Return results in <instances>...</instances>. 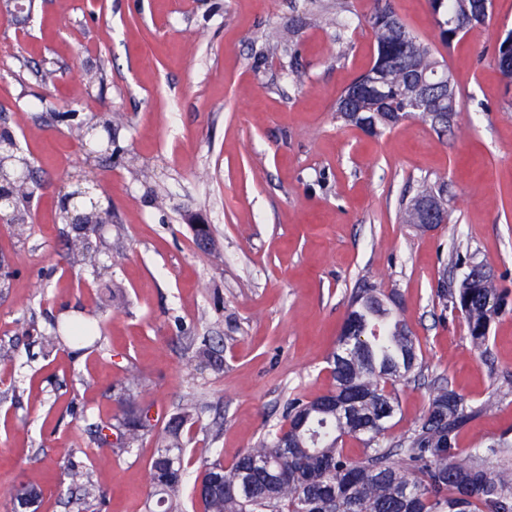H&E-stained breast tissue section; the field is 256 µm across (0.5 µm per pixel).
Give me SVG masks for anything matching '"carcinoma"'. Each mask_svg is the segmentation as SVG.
Instances as JSON below:
<instances>
[{
  "label": "carcinoma",
  "mask_w": 512,
  "mask_h": 512,
  "mask_svg": "<svg viewBox=\"0 0 512 512\" xmlns=\"http://www.w3.org/2000/svg\"><path fill=\"white\" fill-rule=\"evenodd\" d=\"M429 5L440 41L448 47L479 28L468 16L473 7L469 0H429ZM364 22L373 32L376 56L353 85L364 87L381 74L385 98L352 101L340 96L336 117L358 128L376 125L370 132L373 137L406 118L446 130V121L417 103V80L448 70L447 64L409 30L389 0H375ZM494 55L501 72L512 68V31L496 43ZM19 158L12 152L0 156L1 182L13 180ZM416 197L434 200L448 211L447 183L442 178L422 185ZM96 232L95 224L71 228L67 250L72 263L98 275L102 260ZM470 261L456 259L455 265L464 269L460 285L451 292L441 289L438 297L451 299L452 308L467 323L471 342L480 349L486 345L491 322L512 310V296L492 280L471 287ZM351 305L355 335L339 337L330 357L333 392L338 399L352 401L351 415L336 411L327 397L289 400L287 426L246 450L229 467L219 461L203 465L195 488L215 474L222 477V487L198 497L201 512H512V444L503 441L467 453L458 448L462 429L488 406L472 407L455 391L442 388L419 428L394 443L384 441L395 414L393 386L418 368L417 348L394 294L362 288ZM94 335V326L75 322L53 327L42 340L47 348L67 345L78 354ZM119 404L115 422L97 425L98 452L112 449L110 435L117 431L119 447L132 448L154 430L145 419L149 408L141 406L130 388H124ZM198 407L197 400L187 398L162 430L161 446L149 466L152 494L147 512H182V436ZM346 437L361 443V457L344 452ZM68 476L83 497L93 496L83 465L69 462ZM6 496L17 512L38 503L42 490L19 484Z\"/></svg>",
  "instance_id": "carcinoma-1"
}]
</instances>
